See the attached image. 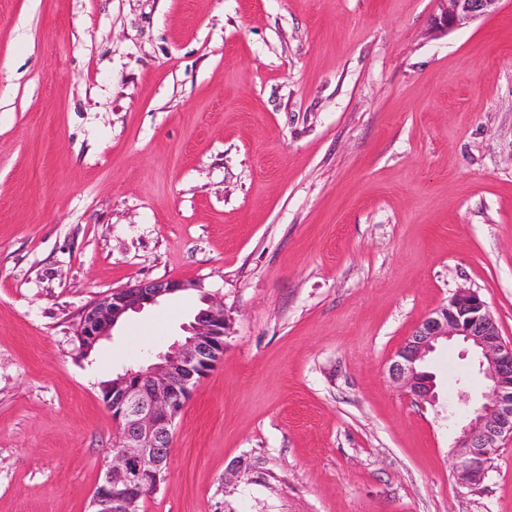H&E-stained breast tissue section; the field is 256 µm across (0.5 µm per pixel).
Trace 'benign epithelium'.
Wrapping results in <instances>:
<instances>
[{"label":"benign epithelium","instance_id":"benign-epithelium-1","mask_svg":"<svg viewBox=\"0 0 512 512\" xmlns=\"http://www.w3.org/2000/svg\"><path fill=\"white\" fill-rule=\"evenodd\" d=\"M441 13L433 18L448 31L496 12L502 0H438ZM189 290L193 281H138L106 293L79 314L76 337L88 353L111 335L130 312ZM205 307L185 327L188 336L167 350L148 354L147 361L117 374L112 390L102 392L105 406L120 430V449L95 487L87 512H137V505L165 479L172 428L196 384L224 355V303L204 293ZM466 345L487 386L478 399L459 393L452 451L458 482L480 485L488 463L506 440L512 441V342L502 338L494 315L480 296L469 290L454 293L406 337L390 359L391 381L419 403H438L435 376L425 370L427 357L441 344Z\"/></svg>","mask_w":512,"mask_h":512}]
</instances>
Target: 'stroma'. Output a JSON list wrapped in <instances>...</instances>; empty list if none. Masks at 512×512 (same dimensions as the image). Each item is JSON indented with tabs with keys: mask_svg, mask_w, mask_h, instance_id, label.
<instances>
[{
	"mask_svg": "<svg viewBox=\"0 0 512 512\" xmlns=\"http://www.w3.org/2000/svg\"><path fill=\"white\" fill-rule=\"evenodd\" d=\"M0 0V512H86L118 443L103 381L185 336L200 292L90 355L82 307L140 280L224 302V356L142 512H512V443L451 468L388 375L458 290L512 341V0ZM441 13L433 18L437 28L448 30L496 12L502 0H438Z\"/></svg>",
	"mask_w": 512,
	"mask_h": 512,
	"instance_id": "stroma-1",
	"label": "stroma"
}]
</instances>
